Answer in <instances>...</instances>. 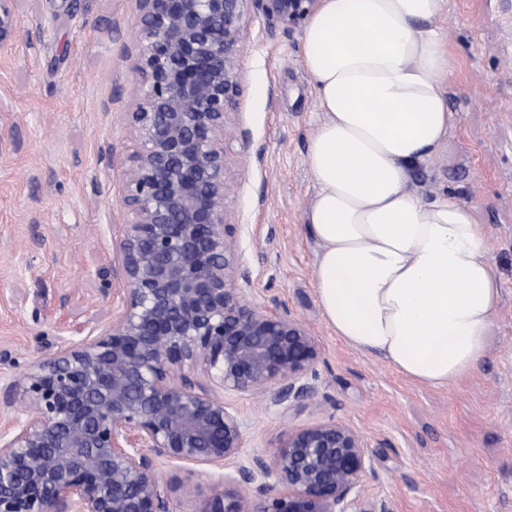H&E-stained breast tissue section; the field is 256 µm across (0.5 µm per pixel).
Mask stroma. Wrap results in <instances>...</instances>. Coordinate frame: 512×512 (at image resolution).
<instances>
[{
  "label": "stroma",
  "mask_w": 512,
  "mask_h": 512,
  "mask_svg": "<svg viewBox=\"0 0 512 512\" xmlns=\"http://www.w3.org/2000/svg\"><path fill=\"white\" fill-rule=\"evenodd\" d=\"M16 32L0 48V376L112 317L122 291L112 227L136 142L127 114L135 0H11ZM455 66L444 85L455 120L410 188L456 196L486 227L501 296L485 357L442 387L408 378L345 344L315 287L318 247L304 213L316 182L305 163L322 115L302 64L301 30L286 34L260 10L249 19L241 93L230 116L250 139L228 165L229 209L253 301L300 319L321 351L313 397L282 418L258 397L228 391L249 451L288 430L341 421L368 444L360 483L387 512H512V0H447ZM169 512H201L211 479L158 463Z\"/></svg>",
  "instance_id": "stroma-1"
}]
</instances>
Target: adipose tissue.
<instances>
[{
	"mask_svg": "<svg viewBox=\"0 0 512 512\" xmlns=\"http://www.w3.org/2000/svg\"><path fill=\"white\" fill-rule=\"evenodd\" d=\"M444 3L321 0L301 36L323 115L306 154L319 305L348 346L430 386L477 366L501 293L473 210L408 188L454 122Z\"/></svg>",
	"mask_w": 512,
	"mask_h": 512,
	"instance_id": "adipose-tissue-1",
	"label": "adipose tissue"
}]
</instances>
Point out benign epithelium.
<instances>
[{"instance_id": "benign-epithelium-1", "label": "benign epithelium", "mask_w": 512, "mask_h": 512, "mask_svg": "<svg viewBox=\"0 0 512 512\" xmlns=\"http://www.w3.org/2000/svg\"><path fill=\"white\" fill-rule=\"evenodd\" d=\"M9 2L0 0L1 46L15 31ZM136 2L130 219L113 232L105 272L124 296L111 321L4 383L0 512H169L158 459L232 467L202 512H372L357 491L368 446L355 429L319 420L250 454L224 402L228 390L247 392L286 418L315 394L310 330L250 300L226 170L234 143L249 138L228 111L251 11L288 34L320 0Z\"/></svg>"}]
</instances>
